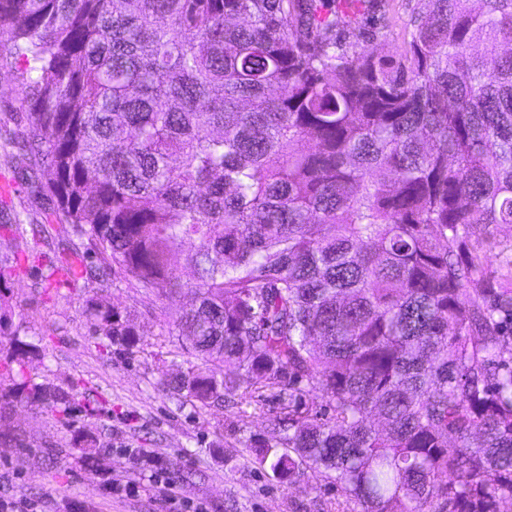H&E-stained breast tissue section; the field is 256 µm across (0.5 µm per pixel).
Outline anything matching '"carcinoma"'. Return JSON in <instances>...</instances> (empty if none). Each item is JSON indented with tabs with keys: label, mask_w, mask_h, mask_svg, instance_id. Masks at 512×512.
<instances>
[{
	"label": "carcinoma",
	"mask_w": 512,
	"mask_h": 512,
	"mask_svg": "<svg viewBox=\"0 0 512 512\" xmlns=\"http://www.w3.org/2000/svg\"><path fill=\"white\" fill-rule=\"evenodd\" d=\"M403 52L366 0H0L23 93L16 179L112 273L174 309L202 409L278 388L256 463L334 480L360 512L512 501V281L480 238L512 225V0H424ZM184 257L183 280L175 258ZM85 314L130 351L134 317ZM0 414L64 419L17 343ZM329 411L302 412L305 387Z\"/></svg>",
	"instance_id": "obj_1"
}]
</instances>
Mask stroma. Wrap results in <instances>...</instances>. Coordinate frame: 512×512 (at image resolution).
Listing matches in <instances>:
<instances>
[{
	"label": "stroma",
	"mask_w": 512,
	"mask_h": 512,
	"mask_svg": "<svg viewBox=\"0 0 512 512\" xmlns=\"http://www.w3.org/2000/svg\"><path fill=\"white\" fill-rule=\"evenodd\" d=\"M423 8V0H388L386 13L369 14L363 25L380 51L393 55L409 41ZM21 96L14 81L0 85V216L40 224L49 198L14 182ZM72 247L91 244L66 224L46 236L0 231V266L29 257L6 282L8 328L38 347L28 368L33 382L69 391L76 406L67 422L21 405L0 418V501H32L35 512H179L152 479L161 469L180 497L205 503L208 512H357L335 484L308 474L283 486L256 464L250 443L267 435L281 410L274 392L259 403L202 409L164 390L163 361L183 370L194 361L170 333L169 309L154 293L117 278L104 288L66 281L57 268L62 250ZM99 291L136 316L142 341L133 353L110 347L86 319L85 301ZM15 432L25 434L24 445L8 442ZM84 435L94 436L104 453L87 458L75 444ZM115 482L136 489L118 496L109 491Z\"/></svg>",
	"instance_id": "obj_1"
}]
</instances>
